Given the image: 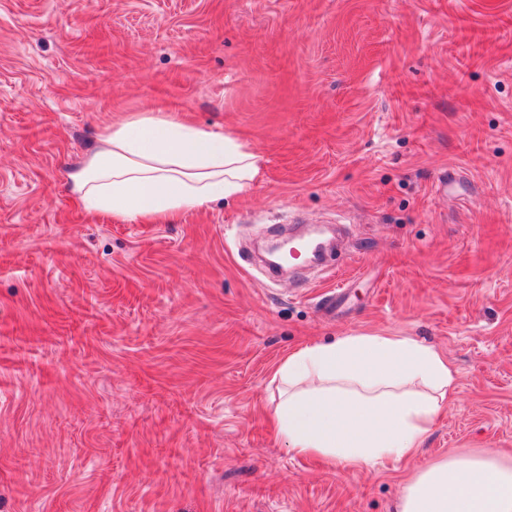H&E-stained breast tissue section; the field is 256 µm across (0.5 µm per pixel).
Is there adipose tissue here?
<instances>
[{"label": "adipose tissue", "mask_w": 512, "mask_h": 512, "mask_svg": "<svg viewBox=\"0 0 512 512\" xmlns=\"http://www.w3.org/2000/svg\"><path fill=\"white\" fill-rule=\"evenodd\" d=\"M259 173V154L237 138L147 112L104 126L68 188L87 212L162 222L244 194ZM273 380L278 440L295 454L357 467L413 456L458 378L416 339L360 335L298 349ZM399 512H512V463L435 461L407 484Z\"/></svg>", "instance_id": "adipose-tissue-1"}]
</instances>
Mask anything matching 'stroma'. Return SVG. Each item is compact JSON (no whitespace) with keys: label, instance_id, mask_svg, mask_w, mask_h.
<instances>
[{"label":"stroma","instance_id":"35a3bbf8","mask_svg":"<svg viewBox=\"0 0 512 512\" xmlns=\"http://www.w3.org/2000/svg\"><path fill=\"white\" fill-rule=\"evenodd\" d=\"M147 109L260 178L161 224L89 214L69 174ZM293 215L338 249L270 277ZM364 334L456 371L423 448L289 451L276 368ZM488 453L512 458V0H0V512H399L427 463Z\"/></svg>","mask_w":512,"mask_h":512}]
</instances>
